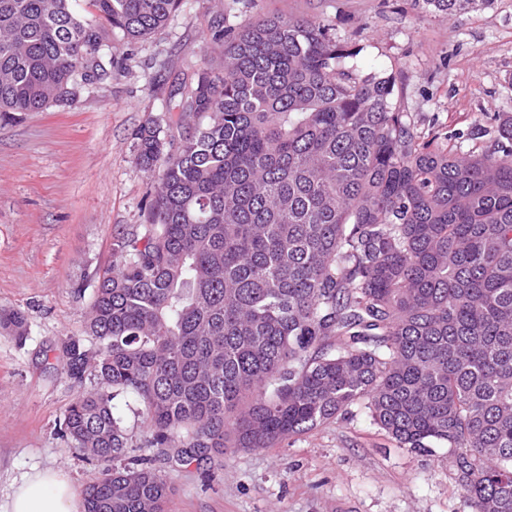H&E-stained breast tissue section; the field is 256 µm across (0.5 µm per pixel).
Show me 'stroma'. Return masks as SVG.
Wrapping results in <instances>:
<instances>
[{"label": "stroma", "instance_id": "1", "mask_svg": "<svg viewBox=\"0 0 512 512\" xmlns=\"http://www.w3.org/2000/svg\"><path fill=\"white\" fill-rule=\"evenodd\" d=\"M213 0H184L170 25L117 43V66L84 86L68 109L27 112L0 126V313L22 311L25 343L0 330V504L35 469H60L76 489L100 475L58 430L77 388L61 373L60 345L82 335L112 241L141 222L151 187L131 134L166 122L171 86L200 67ZM260 15L333 24L358 66L394 75L419 132L490 147L512 113V0H481L451 18L423 0H256ZM134 396L114 413L129 455L152 457L174 494L168 512H470L448 464L396 447L361 406L273 448H230L222 464L181 463L143 448Z\"/></svg>", "mask_w": 512, "mask_h": 512}]
</instances>
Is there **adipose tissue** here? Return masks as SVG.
Segmentation results:
<instances>
[{"instance_id": "1", "label": "adipose tissue", "mask_w": 512, "mask_h": 512, "mask_svg": "<svg viewBox=\"0 0 512 512\" xmlns=\"http://www.w3.org/2000/svg\"><path fill=\"white\" fill-rule=\"evenodd\" d=\"M0 512H78V493L60 469L24 475Z\"/></svg>"}]
</instances>
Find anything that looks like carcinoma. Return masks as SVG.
I'll return each instance as SVG.
<instances>
[{
    "instance_id": "cac0c4a2",
    "label": "carcinoma",
    "mask_w": 512,
    "mask_h": 512,
    "mask_svg": "<svg viewBox=\"0 0 512 512\" xmlns=\"http://www.w3.org/2000/svg\"><path fill=\"white\" fill-rule=\"evenodd\" d=\"M170 91L177 118L132 133L154 183L112 242L86 336L61 347L81 386L59 430L102 466L84 512H166L112 400L179 462L272 448L358 401L400 448L445 443L471 512H512V114L489 149L422 135L395 77L347 66L314 18L226 24ZM182 0H0V122L74 104ZM450 16L476 0H424ZM0 326L26 339L25 316ZM94 387L82 388L87 377Z\"/></svg>"
}]
</instances>
